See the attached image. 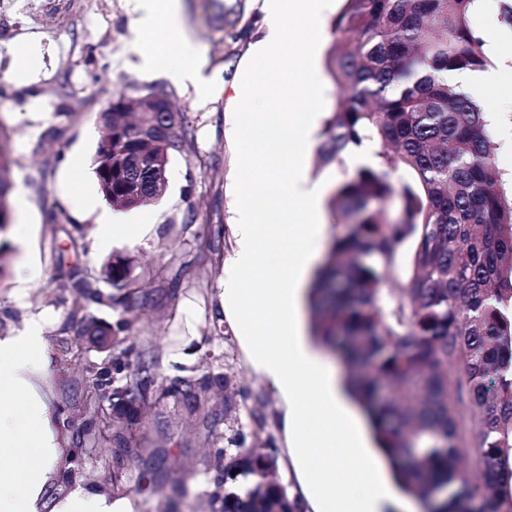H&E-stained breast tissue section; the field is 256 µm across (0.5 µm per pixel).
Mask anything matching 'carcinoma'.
Here are the masks:
<instances>
[{
  "label": "carcinoma",
  "mask_w": 512,
  "mask_h": 512,
  "mask_svg": "<svg viewBox=\"0 0 512 512\" xmlns=\"http://www.w3.org/2000/svg\"><path fill=\"white\" fill-rule=\"evenodd\" d=\"M478 0H344L332 22L343 34L326 60L335 83L350 91L324 121L321 164L343 162L365 141L373 160L339 184L329 205L357 222L333 241L307 302L312 335L346 368L345 387L367 416L378 448L403 493L422 512H512V200L492 164L484 106L448 85L452 71L492 65L486 42L468 26ZM121 102L93 156L103 197L138 207L165 192L171 156L189 134L174 113L148 138L127 123ZM8 135L0 125V282L10 229ZM402 172L394 177L396 172ZM397 202L388 224L382 205ZM134 260L117 253L99 277L130 287ZM72 269L73 286L99 305L113 295L93 289ZM389 281H403L395 291ZM129 322L85 318L68 344L106 357L86 370L76 396L89 416L76 431L75 453L112 427L114 485L137 453L132 428L154 386L156 361L123 347ZM208 351L206 371L179 378L167 395L194 410L214 388L225 392L224 418L203 415L210 430L237 422L236 381ZM216 456L208 497L215 512H302L299 497L271 478L277 451L240 458L238 436ZM251 478L243 495L239 476Z\"/></svg>",
  "instance_id": "1"
}]
</instances>
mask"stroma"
Segmentation results:
<instances>
[{
    "instance_id": "1",
    "label": "stroma",
    "mask_w": 512,
    "mask_h": 512,
    "mask_svg": "<svg viewBox=\"0 0 512 512\" xmlns=\"http://www.w3.org/2000/svg\"><path fill=\"white\" fill-rule=\"evenodd\" d=\"M191 45L207 63L212 86L197 94L163 77H150L137 66L132 48L135 16L128 0H0V124L10 136L11 204H24L28 233L13 243L11 269L28 266L32 276L23 292L14 280L0 284V334L19 333L33 316L42 317L50 376L46 390L59 408L57 436L73 448V435L87 419L72 396L73 385L98 353L81 358L63 355L62 338H74L72 316L107 321L126 317L133 323L127 339L159 363L157 382L197 375L206 351L219 350L242 391L237 399L239 440L243 452L264 450L267 440L285 448L282 404L275 389L249 368L222 309L224 264L236 247L230 231L242 203L238 186L245 174L236 150V116L258 105L275 106L281 92L234 98L231 86L251 60V46L264 29L262 0H180ZM37 38L34 70L15 74V52ZM167 93L190 131L184 149L171 158L167 189L159 200L136 207L141 233L97 245L96 215L80 207L84 197L100 198L91 166L109 101L136 99L152 90ZM82 158L71 171L69 157ZM263 185L266 174H249ZM220 225L219 238L207 234ZM137 257L130 290L112 292L105 282L94 287L115 293L117 305H97L75 290L69 269L79 265L97 275L115 253ZM268 418L266 430L253 421L255 410ZM138 448L167 451V479L155 483L143 461L128 457L123 467L124 497L137 512H211L204 491L213 473L214 451L221 439L211 434L187 404L150 399L134 434ZM57 496L86 489L112 492V441L99 440L81 455L71 481L54 474Z\"/></svg>"
}]
</instances>
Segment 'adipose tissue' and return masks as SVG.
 <instances>
[{"instance_id":"ef3b65f1","label":"adipose tissue","mask_w":512,"mask_h":512,"mask_svg":"<svg viewBox=\"0 0 512 512\" xmlns=\"http://www.w3.org/2000/svg\"><path fill=\"white\" fill-rule=\"evenodd\" d=\"M328 0H263L266 32L252 47L253 63L235 96L267 77L284 80L288 105L241 114L240 151L245 170L265 169L264 200L244 205L233 226L236 248L224 280V314L235 327L253 372L277 391L284 407L288 455L302 489L305 512H413L411 504L387 482L377 460L362 451V489L338 495L346 465L336 454L350 440L363 439L353 403L338 366L312 342L303 317L308 275L321 253L326 187L310 182L299 162L313 148V115L304 104L320 86L316 61L321 40L316 19ZM137 17L135 52L148 75L166 73L184 85L208 88L202 60L185 52L189 44L177 0H130ZM489 48L500 57L497 68L449 74V82L485 101V118L496 123L502 100L512 101V38L491 35ZM293 67L282 71L284 55ZM287 185L296 203L286 216L271 220L269 202ZM266 254L287 269L282 280L252 285ZM49 367L43 321L31 318L22 333L0 337V512H134L125 498L80 491L48 501V484L62 461L54 411L41 384ZM317 467H310V460Z\"/></svg>"}]
</instances>
